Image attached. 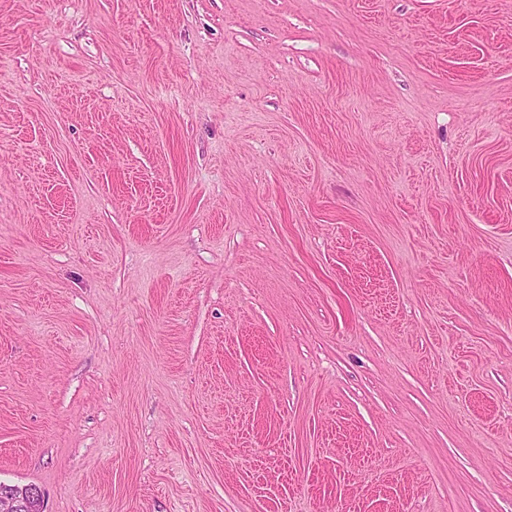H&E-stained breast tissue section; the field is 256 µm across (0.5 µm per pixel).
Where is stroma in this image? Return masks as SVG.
<instances>
[{
	"label": "stroma",
	"mask_w": 512,
	"mask_h": 512,
	"mask_svg": "<svg viewBox=\"0 0 512 512\" xmlns=\"http://www.w3.org/2000/svg\"><path fill=\"white\" fill-rule=\"evenodd\" d=\"M0 481L512 512V0H0Z\"/></svg>",
	"instance_id": "35a3bbf8"
}]
</instances>
